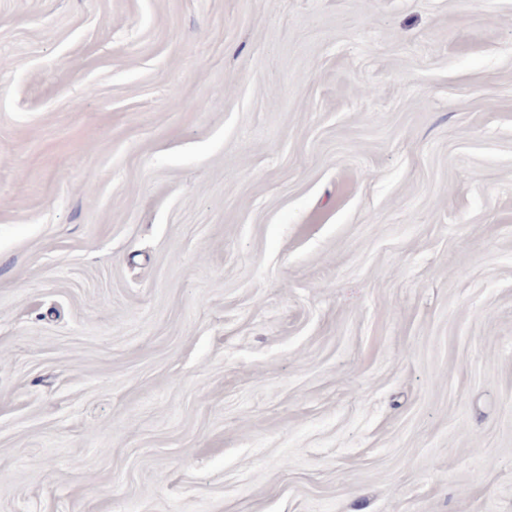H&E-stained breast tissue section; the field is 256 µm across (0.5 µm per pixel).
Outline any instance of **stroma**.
<instances>
[{"label":"stroma","mask_w":512,"mask_h":512,"mask_svg":"<svg viewBox=\"0 0 512 512\" xmlns=\"http://www.w3.org/2000/svg\"><path fill=\"white\" fill-rule=\"evenodd\" d=\"M0 512H512V0H0Z\"/></svg>","instance_id":"stroma-1"}]
</instances>
